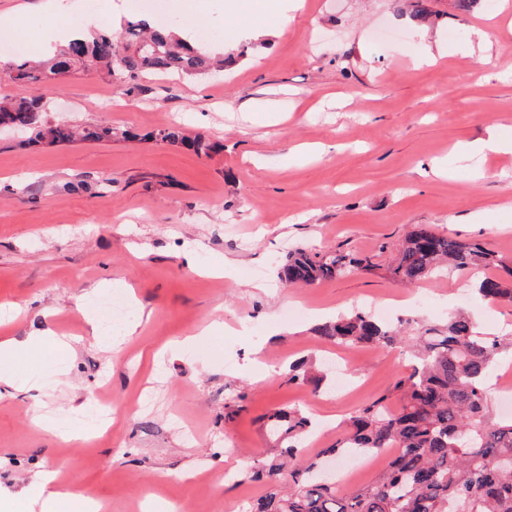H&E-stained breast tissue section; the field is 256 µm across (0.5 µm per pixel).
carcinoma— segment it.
Masks as SVG:
<instances>
[{
    "mask_svg": "<svg viewBox=\"0 0 512 512\" xmlns=\"http://www.w3.org/2000/svg\"><path fill=\"white\" fill-rule=\"evenodd\" d=\"M124 44L108 30L74 39L49 62L48 70L26 60L6 62L3 72L15 82L37 83L69 74L86 60L96 61L117 80L138 75L177 72L204 75L213 61L202 49L173 38V27L153 25L145 18L126 20ZM27 134L29 146L54 147L85 142H110L116 136L144 139L185 148L209 158L218 144L187 135L177 125L140 135L118 133L107 124H89L77 131L50 121L43 102L22 98L0 101V124ZM376 264L368 256L349 253H312L305 248L288 252L281 278L293 286L311 287L351 269L371 272ZM490 270L476 283L485 299L512 305V264L474 240L436 233L419 224L407 233L389 266L391 278L404 286L446 270ZM316 335L341 346H370L388 350L406 342L419 366L398 378L378 399L349 418L336 444L314 458L302 460L284 487L278 475L281 460L295 457L311 434L312 422L296 408L271 415L280 447L251 467L249 478L263 481L266 493L250 512H450L456 504L463 512H512V419L492 417L485 379L499 358L512 354V339L489 337L477 331L470 316L458 312L437 324H420L417 335H405L403 325L375 320L356 311L340 315L314 328ZM322 378L311 374L305 361L289 367L288 382L319 387ZM399 394L401 409L390 411L387 401ZM395 448L387 469L372 484L350 493L336 490V478L322 476L328 457L342 454L377 455Z\"/></svg>",
    "mask_w": 512,
    "mask_h": 512,
    "instance_id": "carcinoma-1",
    "label": "carcinoma"
}]
</instances>
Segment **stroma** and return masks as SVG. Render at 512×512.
<instances>
[{"label":"stroma","instance_id":"1","mask_svg":"<svg viewBox=\"0 0 512 512\" xmlns=\"http://www.w3.org/2000/svg\"><path fill=\"white\" fill-rule=\"evenodd\" d=\"M42 0H0V16L39 59ZM229 0L192 31L214 51L241 27ZM305 0L266 43L242 38L236 67L210 77L153 74L120 82L93 63L64 81L0 76V99L42 95L52 121L146 133L178 122L221 144L212 157L155 141L27 148L0 134V305L21 314L0 336L47 331L74 355L31 351L0 390V503L42 470L103 499L107 512H247L265 492L241 477L271 444L269 417L298 407L318 422L304 457L335 444L346 421L411 360L402 349L346 348L316 324L352 308L410 298L404 318L468 311L490 335L512 331V305L473 290L471 274L405 288L387 268L417 224L477 239L512 262V153L462 156L496 127L512 135V0L456 11L427 0ZM493 42L479 63L477 31ZM433 51L435 64L414 67ZM354 252L375 271L308 288L278 278L289 249ZM124 279L145 318L107 352L85 319ZM210 337H199L204 326ZM342 366L320 392L288 383L300 358ZM110 377L112 429L70 440Z\"/></svg>","mask_w":512,"mask_h":512}]
</instances>
